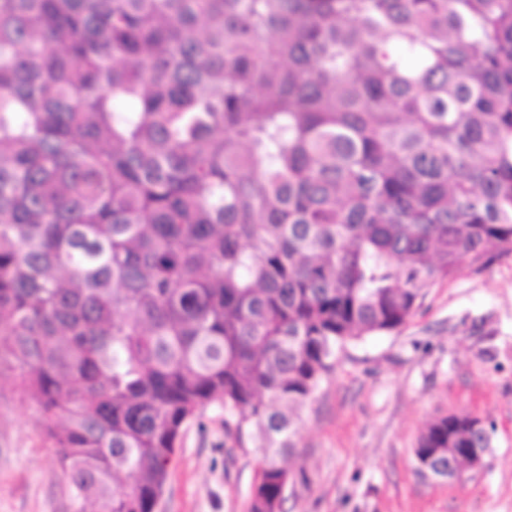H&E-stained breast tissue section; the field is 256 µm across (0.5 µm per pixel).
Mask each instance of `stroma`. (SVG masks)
<instances>
[{
	"instance_id": "obj_1",
	"label": "stroma",
	"mask_w": 512,
	"mask_h": 512,
	"mask_svg": "<svg viewBox=\"0 0 512 512\" xmlns=\"http://www.w3.org/2000/svg\"><path fill=\"white\" fill-rule=\"evenodd\" d=\"M494 428L484 468L425 480L413 450L437 417ZM260 453L208 407L190 421L156 512H247ZM284 512H512V254L438 279L397 331L337 350L303 414ZM0 512H70L37 407L0 381Z\"/></svg>"
}]
</instances>
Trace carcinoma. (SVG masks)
Returning <instances> with one entry per match:
<instances>
[{
    "mask_svg": "<svg viewBox=\"0 0 512 512\" xmlns=\"http://www.w3.org/2000/svg\"><path fill=\"white\" fill-rule=\"evenodd\" d=\"M504 254L512 0H0V379L73 512H154L212 403L282 512L336 348Z\"/></svg>",
    "mask_w": 512,
    "mask_h": 512,
    "instance_id": "cac0c4a2",
    "label": "carcinoma"
}]
</instances>
